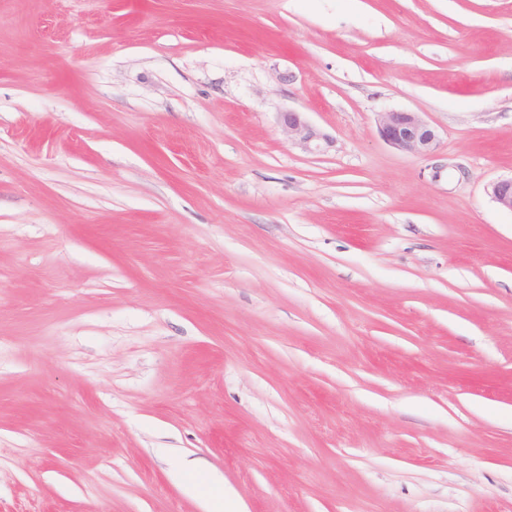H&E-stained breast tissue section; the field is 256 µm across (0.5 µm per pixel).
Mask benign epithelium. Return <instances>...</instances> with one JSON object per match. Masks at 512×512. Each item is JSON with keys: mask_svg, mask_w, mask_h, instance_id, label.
<instances>
[{"mask_svg": "<svg viewBox=\"0 0 512 512\" xmlns=\"http://www.w3.org/2000/svg\"><path fill=\"white\" fill-rule=\"evenodd\" d=\"M277 123L289 141L307 152H323L333 143V140L312 125L302 112H280ZM377 127L382 140L401 152L425 156L433 151L438 140L434 127L418 112H380ZM490 194L499 208L512 213V176L494 182Z\"/></svg>", "mask_w": 512, "mask_h": 512, "instance_id": "1", "label": "benign epithelium"}]
</instances>
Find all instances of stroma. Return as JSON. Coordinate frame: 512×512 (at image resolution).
Here are the masks:
<instances>
[{"label": "stroma", "mask_w": 512, "mask_h": 512, "mask_svg": "<svg viewBox=\"0 0 512 512\" xmlns=\"http://www.w3.org/2000/svg\"><path fill=\"white\" fill-rule=\"evenodd\" d=\"M510 176L512 0H0V512H512ZM277 123L288 141L307 152L320 153L332 146L333 140L312 125L303 112L295 110L280 112ZM378 132L392 148L416 155H428L435 148L438 134L418 112L395 110L378 113Z\"/></svg>", "instance_id": "obj_1"}]
</instances>
